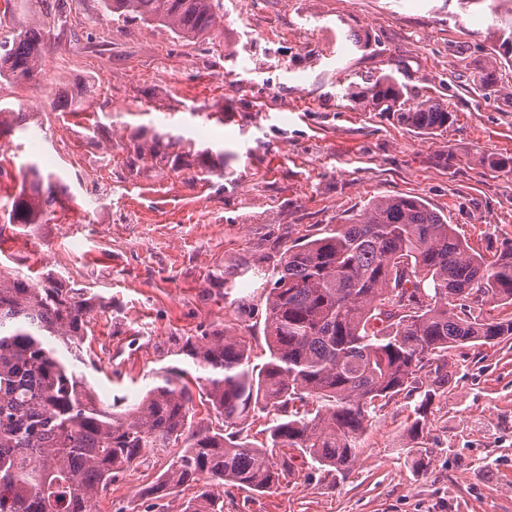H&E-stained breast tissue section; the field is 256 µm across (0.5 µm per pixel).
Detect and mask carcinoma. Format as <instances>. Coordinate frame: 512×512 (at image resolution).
I'll return each instance as SVG.
<instances>
[{
    "label": "carcinoma",
    "mask_w": 512,
    "mask_h": 512,
    "mask_svg": "<svg viewBox=\"0 0 512 512\" xmlns=\"http://www.w3.org/2000/svg\"><path fill=\"white\" fill-rule=\"evenodd\" d=\"M103 10L161 25L186 41L219 29L220 0H102ZM68 0H0V90L36 79L65 29ZM493 63L512 66V26L497 29ZM497 93L495 70L475 82ZM88 86L60 107L78 112ZM364 112H384L417 134L448 129V105L419 96L392 74L344 89ZM30 113L0 106V138L29 131ZM182 137L154 131L132 145L175 169ZM473 165L512 174V156L480 153ZM19 194L0 203V238L48 224L63 176L33 157L20 166ZM266 292L268 360L255 365L240 327L186 339L195 373L162 368L155 384L120 412L105 404L72 359L102 307L85 288H65L22 259L0 263V512H95L96 499L127 473L166 458L140 489L145 512L200 484L181 512H224V489L275 492L296 459L342 473L359 459L362 438L387 402L412 386L425 363L462 346L494 348L512 339V318L485 316V303L512 305V246L488 257L472 248L421 198L387 195L322 237L285 246L272 272L255 268ZM65 347L70 357L61 355ZM420 393L408 436L427 425L435 386ZM221 420L195 422V401ZM251 411L269 416L266 442L235 429Z\"/></svg>",
    "instance_id": "carcinoma-1"
}]
</instances>
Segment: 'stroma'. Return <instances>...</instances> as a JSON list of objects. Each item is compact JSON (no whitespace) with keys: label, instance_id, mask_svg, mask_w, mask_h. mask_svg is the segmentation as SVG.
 <instances>
[{"label":"stroma","instance_id":"stroma-1","mask_svg":"<svg viewBox=\"0 0 512 512\" xmlns=\"http://www.w3.org/2000/svg\"><path fill=\"white\" fill-rule=\"evenodd\" d=\"M221 3L214 40L189 44L97 0H73L90 25L47 56L40 88L0 90L35 114L6 153L12 166L50 153L63 134L76 160L112 157L103 198L74 163H61L70 189L54 223L0 238V260L25 257L100 297L106 309L78 370L120 409L157 369L190 367L181 347L205 331L251 325L264 362L266 298L239 271L271 268L279 248L375 197H420L487 255L512 242V174L468 164L475 153L512 155V68H495V100L473 88L492 66L489 27L512 18V0ZM380 73L445 101L447 131L418 135L343 100L349 84ZM88 83L95 93L82 111L54 109ZM217 110L223 122L210 120ZM147 127L183 137L181 167L149 158L128 166L129 145ZM207 147L205 164L197 152ZM450 150L451 168L440 160ZM446 370L418 439L405 427L419 395L404 390L366 431L350 472L301 461L276 492L229 490L224 512H512V340L451 349ZM411 446L421 471L406 457Z\"/></svg>","mask_w":512,"mask_h":512}]
</instances>
